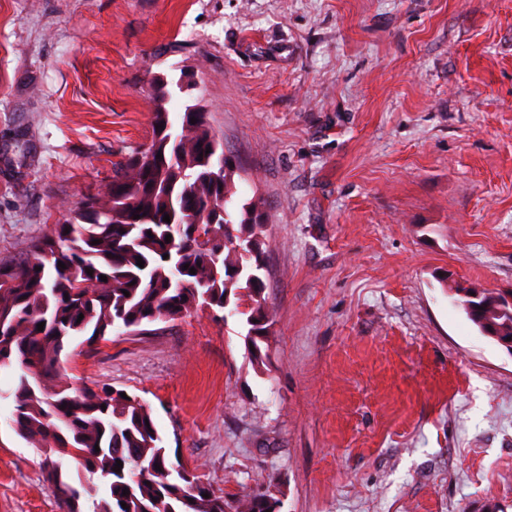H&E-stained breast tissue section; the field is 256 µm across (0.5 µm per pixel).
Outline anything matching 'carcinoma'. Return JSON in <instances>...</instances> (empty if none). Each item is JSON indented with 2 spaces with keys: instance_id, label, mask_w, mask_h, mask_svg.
<instances>
[{
  "instance_id": "obj_1",
  "label": "carcinoma",
  "mask_w": 512,
  "mask_h": 512,
  "mask_svg": "<svg viewBox=\"0 0 512 512\" xmlns=\"http://www.w3.org/2000/svg\"><path fill=\"white\" fill-rule=\"evenodd\" d=\"M176 90L173 79L160 85L150 142L116 167L104 195L71 203L65 223L0 264V370L19 368L8 391L11 425L45 454L44 482L62 512H266L272 497L257 487L228 500L196 482L171 460L137 396L114 397L104 386L73 391L63 367L77 340L91 347L115 328L150 325L165 314L176 319L198 306L220 313L227 300L245 318L252 361L263 363L258 341L273 323L264 297L263 213L253 200H235L237 162L206 116L173 128L165 102ZM464 313L480 331L486 320L512 331V317L491 308ZM71 462L98 476L105 493L92 496L72 476Z\"/></svg>"
}]
</instances>
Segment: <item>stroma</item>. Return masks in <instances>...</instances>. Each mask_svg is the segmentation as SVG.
<instances>
[{
    "label": "stroma",
    "instance_id": "35a3bbf8",
    "mask_svg": "<svg viewBox=\"0 0 512 512\" xmlns=\"http://www.w3.org/2000/svg\"><path fill=\"white\" fill-rule=\"evenodd\" d=\"M196 74L265 215L274 323L211 310L65 364L281 512H512V355L451 289H512V0H0V263L149 142ZM0 399V512H61Z\"/></svg>",
    "mask_w": 512,
    "mask_h": 512
}]
</instances>
